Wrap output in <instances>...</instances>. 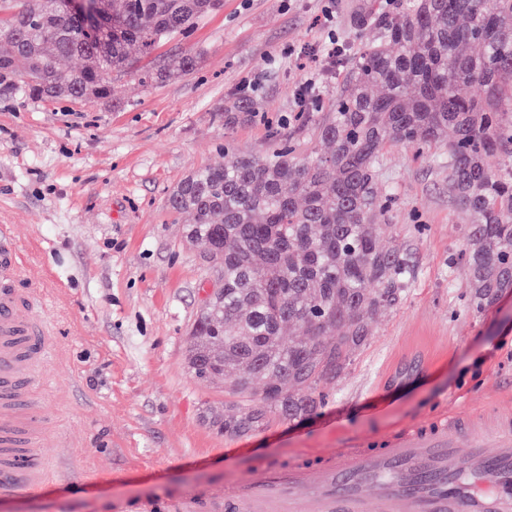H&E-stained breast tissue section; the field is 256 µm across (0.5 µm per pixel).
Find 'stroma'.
I'll return each instance as SVG.
<instances>
[{
    "instance_id": "stroma-1",
    "label": "stroma",
    "mask_w": 512,
    "mask_h": 512,
    "mask_svg": "<svg viewBox=\"0 0 512 512\" xmlns=\"http://www.w3.org/2000/svg\"><path fill=\"white\" fill-rule=\"evenodd\" d=\"M409 0H224L188 35L135 66L184 52L185 75L144 87L114 81L105 100L0 92V248L22 257L19 286L55 330L33 393L49 415L53 480L34 494L0 492V512H173L188 493L223 490L238 469L323 452L345 437H381L451 409L512 408V290L474 311L457 258L469 216L448 188L447 144L380 158L385 218L410 250L405 302L378 316L346 375L316 412L227 437L208 423L228 400L190 377L189 330L214 270L184 243L188 215L169 210L177 182L233 156H261L283 139L319 147L316 122L344 89L328 63V30L347 57L384 36L381 19ZM334 8L326 21V8ZM319 70L318 102L299 114L304 75ZM246 92L249 109L234 108ZM424 365L399 378L407 357Z\"/></svg>"
}]
</instances>
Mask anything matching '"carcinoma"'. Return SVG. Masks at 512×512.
<instances>
[{
  "label": "carcinoma",
  "instance_id": "cac0c4a2",
  "mask_svg": "<svg viewBox=\"0 0 512 512\" xmlns=\"http://www.w3.org/2000/svg\"><path fill=\"white\" fill-rule=\"evenodd\" d=\"M224 0H97L112 42L82 38L61 0H23L0 18V89L37 97L107 99L119 76L151 85L194 70L190 52L155 71L133 69L128 48L149 52L190 32ZM80 64L62 67L63 59ZM483 88L478 99L463 94ZM320 126L324 155L286 142L182 178L169 208L187 213L185 240L219 269L191 331L186 365L243 398L210 425L227 436L310 414L322 386L342 378L376 315L398 308L413 283L411 253L381 224L382 151L429 146L446 133L448 185L471 224L458 246L479 311L512 290V0H412L384 22V38L347 69V87ZM502 156L508 165H489Z\"/></svg>",
  "mask_w": 512,
  "mask_h": 512
}]
</instances>
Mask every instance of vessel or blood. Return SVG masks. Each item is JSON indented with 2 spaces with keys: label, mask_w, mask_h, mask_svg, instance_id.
<instances>
[{
  "label": "vessel or blood",
  "mask_w": 512,
  "mask_h": 512,
  "mask_svg": "<svg viewBox=\"0 0 512 512\" xmlns=\"http://www.w3.org/2000/svg\"><path fill=\"white\" fill-rule=\"evenodd\" d=\"M21 266L18 252H0V473L28 493L48 480L46 417L21 383L43 372L51 341L31 339L33 304L13 287ZM220 498L226 512H512V415L481 422L454 409L381 440L353 437L242 471Z\"/></svg>",
  "instance_id": "1"
}]
</instances>
